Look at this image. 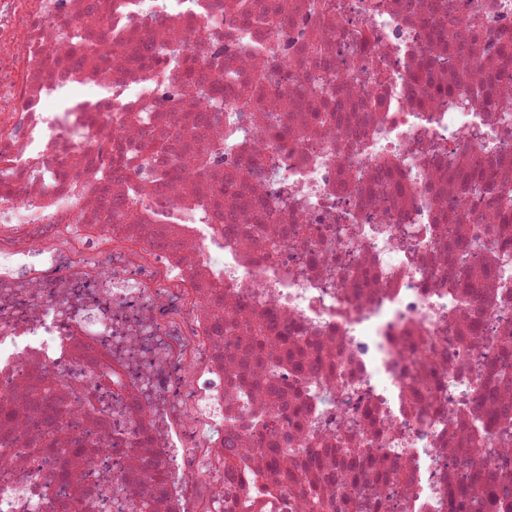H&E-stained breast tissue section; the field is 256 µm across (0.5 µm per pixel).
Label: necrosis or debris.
I'll use <instances>...</instances> for the list:
<instances>
[{
	"instance_id": "4bbe7bcc",
	"label": "necrosis or debris",
	"mask_w": 512,
	"mask_h": 512,
	"mask_svg": "<svg viewBox=\"0 0 512 512\" xmlns=\"http://www.w3.org/2000/svg\"><path fill=\"white\" fill-rule=\"evenodd\" d=\"M241 2L0 0V512H506L512 0Z\"/></svg>"
}]
</instances>
